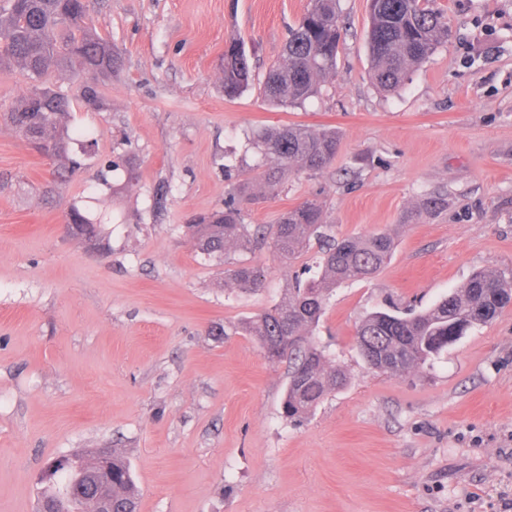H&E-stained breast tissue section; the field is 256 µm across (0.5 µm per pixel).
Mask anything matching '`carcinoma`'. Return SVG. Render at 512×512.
I'll use <instances>...</instances> for the list:
<instances>
[{
  "instance_id": "1",
  "label": "carcinoma",
  "mask_w": 512,
  "mask_h": 512,
  "mask_svg": "<svg viewBox=\"0 0 512 512\" xmlns=\"http://www.w3.org/2000/svg\"><path fill=\"white\" fill-rule=\"evenodd\" d=\"M367 43L375 84L399 89L411 70L430 57L448 39V23L434 0H368ZM341 39L337 0H310L298 22L289 29L280 58L259 86L243 44L232 39L224 47V96L235 98L258 88L275 108L288 109L318 93L321 83L336 74ZM109 38L99 34L89 19L85 0H0V70L17 66L30 86L0 121L25 141L35 138L51 158L68 160V172L79 162L68 157L72 145L90 143V134L69 128L62 119L76 105H101V84L112 78L118 57H105ZM94 73L92 83L74 97L55 89L53 78L75 76L76 65ZM261 154L259 174L265 192L275 193L292 171L320 172L336 159L339 137L333 128L312 129L303 124L265 128L254 142ZM262 196L247 178L224 201V211L199 216L187 225L195 250L208 258H222L229 245L247 249L265 239L245 224V206ZM66 223L73 236L88 242L99 230L80 208L71 205ZM318 245L313 275L296 280L281 298L260 315L240 320L233 332L250 337L271 362H287L288 382L282 401L283 417L301 422L331 394L344 389L349 376L335 364L314 337L325 307L336 288L373 278L391 259L394 238L379 232L369 236H342L323 223L322 206L306 199L283 212L273 231L277 257L292 260ZM242 292L264 285L261 272L240 265L228 274ZM512 304V279L492 272H474L458 290L441 297L418 313L396 308L367 314L355 332L357 350L366 363L381 372L406 375L431 361L468 331L493 320ZM95 458L74 455L68 469L44 479L42 502L55 512H94L81 492ZM138 509V490L123 456L112 453V512Z\"/></svg>"
}]
</instances>
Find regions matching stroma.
<instances>
[{
	"mask_svg": "<svg viewBox=\"0 0 512 512\" xmlns=\"http://www.w3.org/2000/svg\"><path fill=\"white\" fill-rule=\"evenodd\" d=\"M436 5L447 41L382 92L367 0H340L335 75L283 111L255 89L225 98L224 44L254 48L263 77L308 0H89L121 56L104 108L66 118L93 131L92 157L45 196L58 160L0 126V512H37L46 460L95 448L127 459L139 512H512V305L404 377L355 346L380 306L512 276V0ZM293 123L336 127V160L289 174L246 223L310 198L336 235L396 242L331 297L316 335L350 380L300 425L281 415L286 363L208 329L270 308L309 255L282 261L267 239L210 259L185 228L256 176L258 129ZM126 158L134 171L102 175ZM73 204L101 218L100 245L63 232ZM241 264L264 288L234 287Z\"/></svg>",
	"mask_w": 512,
	"mask_h": 512,
	"instance_id": "35a3bbf8",
	"label": "stroma"
}]
</instances>
